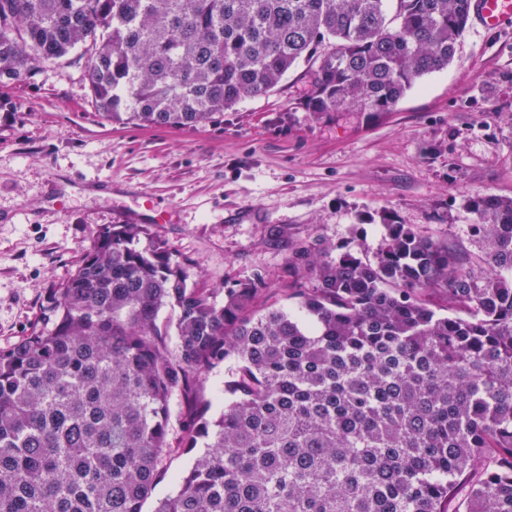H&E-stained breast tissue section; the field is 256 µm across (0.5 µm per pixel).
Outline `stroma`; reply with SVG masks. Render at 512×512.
<instances>
[{"label": "stroma", "instance_id": "stroma-1", "mask_svg": "<svg viewBox=\"0 0 512 512\" xmlns=\"http://www.w3.org/2000/svg\"><path fill=\"white\" fill-rule=\"evenodd\" d=\"M304 93L295 69L189 130L103 119L74 60L0 89V349L37 326L98 229L147 200L170 214L158 230L194 279L219 289L259 273L293 310L298 247L373 256L388 213L472 251L465 197H512V26H468L454 61L389 112H306ZM193 458L172 449L142 512Z\"/></svg>", "mask_w": 512, "mask_h": 512}]
</instances>
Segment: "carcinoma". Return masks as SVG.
<instances>
[{
  "label": "carcinoma",
  "mask_w": 512,
  "mask_h": 512,
  "mask_svg": "<svg viewBox=\"0 0 512 512\" xmlns=\"http://www.w3.org/2000/svg\"><path fill=\"white\" fill-rule=\"evenodd\" d=\"M469 20L468 0H0V87L75 53L103 117L191 129L303 65L305 110L390 112ZM464 208L480 256L388 216L372 260L299 247L296 313L258 273L220 302L152 226L104 225L46 327L0 349V512H142L200 439L156 512H512V198ZM224 367H220L211 372L203 383V398L211 402L209 414L217 417L224 410V399L228 395L224 393ZM202 448H196L192 452L183 448H173L164 461V477L157 484L152 494L144 501L143 512H154L161 499L173 494L177 489V476L191 466L195 454Z\"/></svg>",
  "instance_id": "carcinoma-1"
}]
</instances>
